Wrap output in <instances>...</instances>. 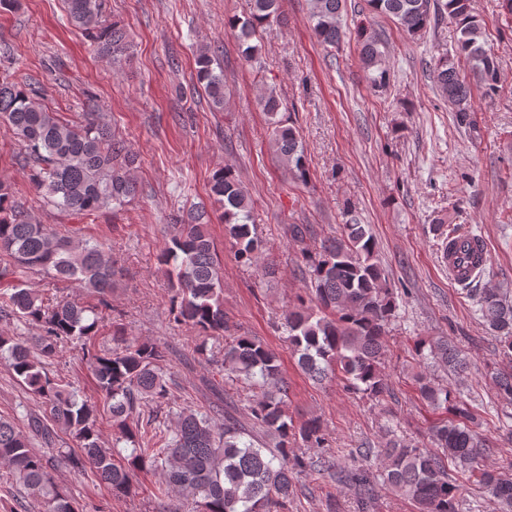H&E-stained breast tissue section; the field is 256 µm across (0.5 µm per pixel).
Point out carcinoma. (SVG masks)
<instances>
[{"instance_id":"obj_1","label":"carcinoma","mask_w":512,"mask_h":512,"mask_svg":"<svg viewBox=\"0 0 512 512\" xmlns=\"http://www.w3.org/2000/svg\"><path fill=\"white\" fill-rule=\"evenodd\" d=\"M310 2L315 37L338 49L344 37L339 18L347 0ZM65 3L68 22L93 35L100 55L114 63L130 60L126 28L104 21L103 0ZM282 5L283 0H248L246 15L229 22L244 60L258 59L259 45L253 40L280 23ZM366 6L392 18L411 37L425 34L439 17L454 22L458 33L454 54L437 58L432 79L453 106L457 122L472 126L471 87L460 76L459 62L465 61L489 97L495 95L499 80V63L485 48L484 21L473 0H366ZM358 39L360 61L371 86L387 87L382 41L364 27ZM214 64L213 55L199 52L195 74L212 110L222 112L228 104L227 86L224 71H216ZM260 105L270 116V143L284 166L306 179L299 135L277 120L284 107L282 98L268 90ZM0 123L24 147L33 185L56 208L90 216L119 211L137 195L133 171L138 156L97 114L91 112L75 124L64 122L37 102L23 83L3 78ZM211 193L223 209L225 235L237 258L252 264L263 240L254 224L250 195L232 166L212 174ZM208 223L207 211L196 208L168 225L158 263L174 290L173 321L199 331L196 350L205 361L221 367L224 383L249 386L250 425L227 412L218 421L208 412L182 408L169 431L159 420L162 407L171 400L163 346L155 340L129 339L115 321L112 340L120 347L102 352L91 345L108 308L115 262L97 242L65 237L32 221L18 207L12 191L0 184V253L13 260L0 268V317L32 323L40 330L30 338L1 333L0 362L41 404L38 413L25 414L24 428L0 418V468L39 502L42 512H79L74 498L51 479L49 459L32 448L36 438L48 448L56 446L61 432L78 448L65 453L68 465L90 471L113 496L129 495L138 474L153 472L168 492L190 504L191 512H286L293 475L320 464L295 453L300 445L326 447V433L319 418L298 423L289 412V387L279 354L254 337L229 334L223 260ZM291 236L302 244L301 272L309 279L311 297L283 316L289 352L311 379H339L350 391L382 399L388 393L382 367L396 302L376 258L370 225L348 209L339 235L325 237L314 247L306 243V232L298 224L292 226ZM25 269L41 270L58 282H75L96 294L98 303L63 300L51 305L26 287L21 279ZM477 305L503 356L511 358L512 304L502 293L488 289L479 295ZM219 337L224 338L221 350L208 347L207 340ZM68 343L81 346L97 393L111 413L110 448L100 442V404L47 369ZM414 356L420 362L431 359L455 376L466 374L470 367L468 355L446 339L417 343ZM494 379L498 392L512 401V371H498ZM415 381L422 399L451 411L453 418L430 429L429 447L413 439H393L377 450L365 448L363 456L379 458L383 471L351 475L363 492L360 512H369L373 486L379 482L412 500L418 512H459L462 485L449 473L451 464L478 472L486 494L504 512H512V479L484 465L494 448L473 428L470 405L425 373L416 374Z\"/></svg>"}]
</instances>
